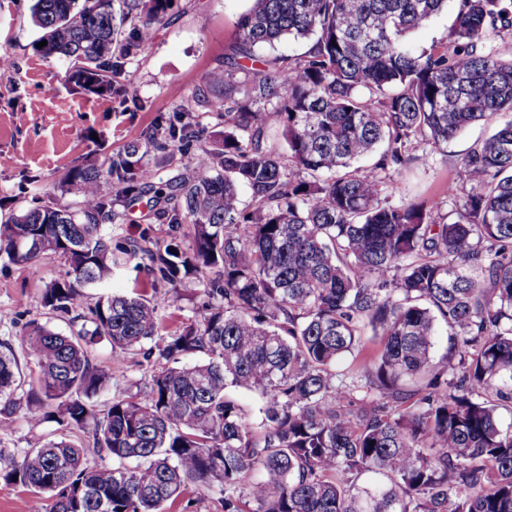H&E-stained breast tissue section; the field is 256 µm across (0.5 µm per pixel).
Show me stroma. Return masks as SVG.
Listing matches in <instances>:
<instances>
[{"mask_svg":"<svg viewBox=\"0 0 512 512\" xmlns=\"http://www.w3.org/2000/svg\"><path fill=\"white\" fill-rule=\"evenodd\" d=\"M31 5L32 0H0V54L15 62L0 79V155L21 159L20 165L0 167V219L24 205L25 193L53 191L67 168L102 162L143 139L158 120L192 114L208 146H218L224 124L197 96L207 89L208 73L234 54L238 22L251 0H174L151 40L128 60L121 77L125 95L112 98L73 88L64 78L66 62L37 52L40 31L30 21ZM488 132L473 126L449 143L446 153H428L405 172L399 196L437 206L443 214L454 210L458 200L447 195L448 181L460 157ZM145 232L162 240L168 227L156 222L143 200L124 223L113 225L111 235L117 243ZM65 271L58 258L43 260L34 270L0 261V342L14 340L34 319L68 331L67 320L48 318L41 305L45 285Z\"/></svg>","mask_w":512,"mask_h":512,"instance_id":"stroma-1","label":"stroma"}]
</instances>
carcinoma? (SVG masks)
Listing matches in <instances>:
<instances>
[{"label": "carcinoma", "instance_id": "1", "mask_svg": "<svg viewBox=\"0 0 512 512\" xmlns=\"http://www.w3.org/2000/svg\"><path fill=\"white\" fill-rule=\"evenodd\" d=\"M172 0H33L45 58L67 82L122 91L127 61ZM446 41L407 35L448 4ZM239 47L203 97L224 145L198 147L168 179L174 150L199 141L190 116L60 178L74 197L34 199L0 224V259L64 260L41 304L65 335L35 320L0 343V423L21 414L58 432L0 447V481L33 512H162L188 486L221 512H512V0H253ZM308 39L288 63L257 51ZM284 152L266 141L268 115ZM494 132L459 160L446 217L390 200L414 147L444 150L467 127ZM254 202L239 209V189ZM149 197L170 241L112 247L108 229ZM150 288L188 276L203 299L162 337L146 290H88L130 263ZM447 363L434 370L439 328ZM372 329L381 347L364 356ZM111 347L110 365L91 347ZM141 351L144 384L95 399ZM34 363L25 379L20 359ZM258 392L255 420L233 396ZM266 479L254 480L256 473Z\"/></svg>", "mask_w": 512, "mask_h": 512}]
</instances>
